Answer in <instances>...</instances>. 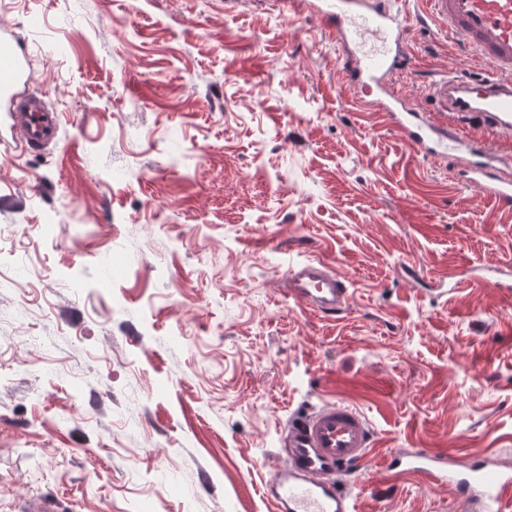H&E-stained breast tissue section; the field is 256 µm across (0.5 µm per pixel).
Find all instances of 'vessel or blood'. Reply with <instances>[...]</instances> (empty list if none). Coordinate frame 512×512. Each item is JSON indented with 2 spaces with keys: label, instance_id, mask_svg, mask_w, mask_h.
I'll return each mask as SVG.
<instances>
[{
  "label": "vessel or blood",
  "instance_id": "b4317fda",
  "mask_svg": "<svg viewBox=\"0 0 512 512\" xmlns=\"http://www.w3.org/2000/svg\"><path fill=\"white\" fill-rule=\"evenodd\" d=\"M427 13L449 39L474 52L486 75L448 76L433 82L434 110L408 107L390 84L409 59L405 51V0H324L336 31L353 50L345 59L351 86L373 92L405 142L425 154L447 158L464 153L470 160L461 179L502 208L512 209V154L485 140L462 138L460 117H480L497 136L512 135V0H422ZM27 47L16 32L0 28V123L24 151L53 143L61 114L27 93L30 81ZM284 296L324 315L345 311L351 291L320 260L291 262ZM287 461L263 486L274 512H357L344 478L371 454L375 439L370 420L356 407L327 401L306 414L289 416L280 433ZM385 464L397 478L452 486L468 512H512V468L494 455L463 458L422 448L394 449Z\"/></svg>",
  "mask_w": 512,
  "mask_h": 512
}]
</instances>
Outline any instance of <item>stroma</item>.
<instances>
[{
    "label": "stroma",
    "mask_w": 512,
    "mask_h": 512,
    "mask_svg": "<svg viewBox=\"0 0 512 512\" xmlns=\"http://www.w3.org/2000/svg\"><path fill=\"white\" fill-rule=\"evenodd\" d=\"M412 107L483 62L409 0ZM58 142L0 140V512H271L288 417L360 408L358 512H462L388 450L512 459V211L346 81L316 0H0ZM351 287L284 297L287 258ZM284 283V296L305 303L323 315L341 313L349 306L350 288L323 261H289Z\"/></svg>",
    "instance_id": "35a3bbf8"
}]
</instances>
